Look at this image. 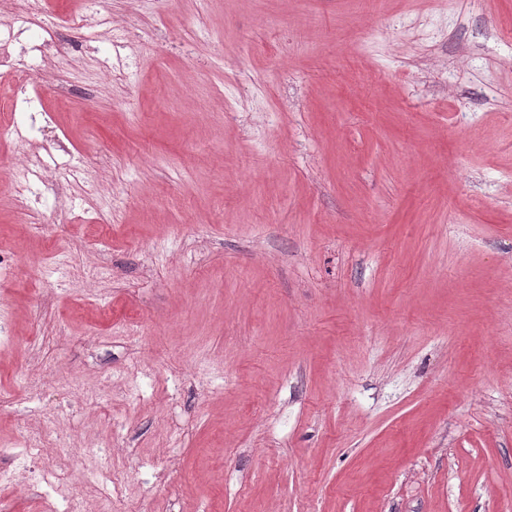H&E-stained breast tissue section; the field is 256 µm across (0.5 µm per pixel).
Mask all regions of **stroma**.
<instances>
[{"mask_svg":"<svg viewBox=\"0 0 512 512\" xmlns=\"http://www.w3.org/2000/svg\"><path fill=\"white\" fill-rule=\"evenodd\" d=\"M97 9L0 128V468L61 455L82 512H512V0ZM46 112L82 173L20 201ZM38 106L39 100L36 92H34V95L22 98L20 102L16 99L6 104H0V123H2V121L10 122L15 112H19L20 110L37 112Z\"/></svg>","mask_w":512,"mask_h":512,"instance_id":"stroma-1","label":"stroma"}]
</instances>
